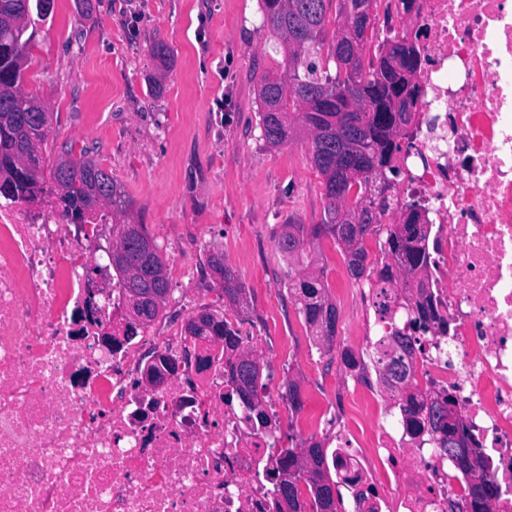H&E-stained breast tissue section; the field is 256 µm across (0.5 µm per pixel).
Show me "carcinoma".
I'll use <instances>...</instances> for the list:
<instances>
[{"label":"carcinoma","mask_w":512,"mask_h":512,"mask_svg":"<svg viewBox=\"0 0 512 512\" xmlns=\"http://www.w3.org/2000/svg\"><path fill=\"white\" fill-rule=\"evenodd\" d=\"M32 0H0V195L35 199L40 194L55 195L70 216L71 223L82 224L89 216L107 212L122 216V224H131L129 233L119 239L123 261L112 267L120 278L125 298L149 288L169 294L167 268L160 248L146 225L130 219V200L117 186L112 175L95 160L83 156L75 159L62 146L55 161L45 166L42 147L51 132V113L43 102L22 92L25 71L31 62L25 36ZM369 0H260L261 29L277 39L276 47L285 55V70L266 72L257 83L260 103L259 127L262 137L272 147L286 143L300 122L311 137V162L323 179L327 206L319 224H283L277 247L288 261V292L305 323L321 345L329 348L336 337L337 311L324 279L317 270L311 250L312 240L332 238L342 249L350 276L357 282L378 277L377 287H391L394 275L390 266L380 271L364 264L368 250L366 239L386 230L381 243L385 256L395 257L405 272L404 280L416 284L409 299L415 301L419 318L430 317L431 298L425 295L428 277V237L430 225L418 224L417 205H407V223L381 225L386 202L374 205L369 194L379 185H392L400 168L391 164L394 153L401 151L404 131H394L391 113L381 122L379 113L356 102L358 86L376 91L381 99L391 98L386 56H395L404 36H394L379 45L375 57L363 63L364 49L371 38L365 27ZM333 28H328V24ZM155 70L162 75L170 70L171 51L155 44L151 47ZM208 265L219 277L220 297L231 307L247 305L246 288L235 270L225 265L216 253L208 256ZM135 317L128 329L148 325L160 312L159 304L145 299L134 305ZM200 322L190 320L187 331L193 336H221L230 354L225 367L249 409L265 417L259 390L263 365L248 352L238 350L237 330L219 315L204 310L197 313ZM392 350L378 351L387 380L403 387L405 412L413 418L417 432L430 427L440 435L439 445L448 453L453 467L467 477L478 470L481 483L468 486L472 512H491L496 487L487 474L481 455L468 450L473 442L470 427L456 417L458 440L448 447V407L451 395L431 396L420 390L413 366L404 360L412 348L411 337L398 332L391 336ZM284 398L289 409L298 414L304 407L300 384L296 379L285 382ZM280 449L273 478L287 512H340L341 500L334 498L327 449L319 442L294 443Z\"/></svg>","instance_id":"1"}]
</instances>
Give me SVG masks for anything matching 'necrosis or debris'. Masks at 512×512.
<instances>
[{"label":"necrosis or debris","mask_w":512,"mask_h":512,"mask_svg":"<svg viewBox=\"0 0 512 512\" xmlns=\"http://www.w3.org/2000/svg\"><path fill=\"white\" fill-rule=\"evenodd\" d=\"M406 32L422 55V121L404 184L435 232L415 328L408 282L360 288L369 349L412 338L421 389L452 393L473 449L512 512V0H377L374 37ZM70 223L52 195L0 196V512H279L273 471L286 411L256 423L225 371L223 340L184 329L126 333L125 295L96 264L108 219ZM379 400L352 440L336 403ZM397 391L370 378L314 392L296 426L336 427L338 493L352 512H448L461 473L410 430Z\"/></svg>","instance_id":"1"}]
</instances>
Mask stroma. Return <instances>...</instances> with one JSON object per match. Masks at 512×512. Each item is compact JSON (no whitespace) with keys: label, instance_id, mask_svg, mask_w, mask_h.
<instances>
[{"label":"stroma","instance_id":"obj_1","mask_svg":"<svg viewBox=\"0 0 512 512\" xmlns=\"http://www.w3.org/2000/svg\"><path fill=\"white\" fill-rule=\"evenodd\" d=\"M260 23L259 0H91L86 13L79 0H53L34 26L23 90L53 114L48 148L88 153L111 172L197 309L259 336L271 396L291 376L302 392H331L346 381L342 348L365 349L364 305L327 238L313 251L337 309L332 347L313 342L288 294L276 236L285 224L320 223L326 200L304 134L277 148L261 136L256 82L281 72L284 56ZM158 42L174 62L157 95L149 48ZM201 230L241 279L246 309L229 308L205 258L189 257Z\"/></svg>","mask_w":512,"mask_h":512}]
</instances>
